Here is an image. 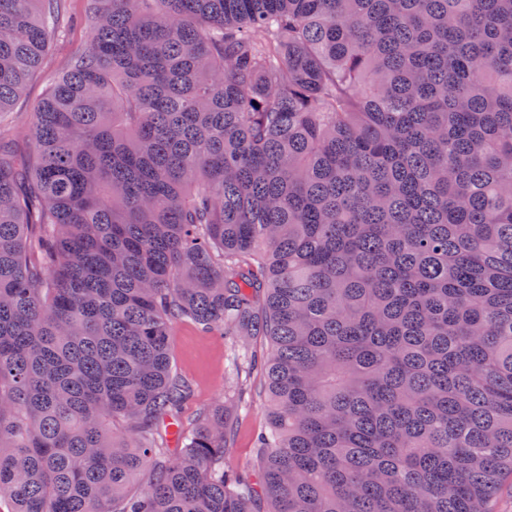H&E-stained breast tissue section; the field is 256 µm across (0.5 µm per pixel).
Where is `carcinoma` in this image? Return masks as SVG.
Returning <instances> with one entry per match:
<instances>
[{
  "label": "carcinoma",
  "instance_id": "1",
  "mask_svg": "<svg viewBox=\"0 0 512 512\" xmlns=\"http://www.w3.org/2000/svg\"><path fill=\"white\" fill-rule=\"evenodd\" d=\"M84 18L31 165L0 146V501L495 512L512 0H86ZM65 34L61 0H0V112ZM184 319L270 344L257 483L224 469L233 393L159 445L188 398Z\"/></svg>",
  "mask_w": 512,
  "mask_h": 512
}]
</instances>
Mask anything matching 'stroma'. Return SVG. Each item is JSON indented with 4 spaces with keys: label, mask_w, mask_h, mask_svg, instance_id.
I'll return each mask as SVG.
<instances>
[{
    "label": "stroma",
    "mask_w": 512,
    "mask_h": 512,
    "mask_svg": "<svg viewBox=\"0 0 512 512\" xmlns=\"http://www.w3.org/2000/svg\"><path fill=\"white\" fill-rule=\"evenodd\" d=\"M86 40L84 28L71 27L66 43L50 50L45 65L29 80L24 95L15 102L12 111L0 116V125L7 131L6 142L16 154L22 156L31 152V114L63 68L70 47L85 44ZM234 349L230 339L206 333L199 326L186 322L172 326L173 370L191 388V396L179 412L180 420L190 424L200 412L222 401L228 390L241 388L244 409L235 421L224 467L248 476L255 461L254 438L266 428L268 421L264 393L268 345L260 336L250 341L246 349V371L238 379L233 378L230 371Z\"/></svg>",
    "instance_id": "35a3bbf8"
}]
</instances>
